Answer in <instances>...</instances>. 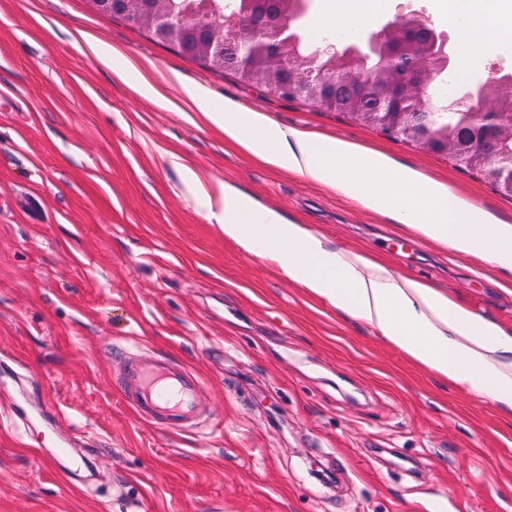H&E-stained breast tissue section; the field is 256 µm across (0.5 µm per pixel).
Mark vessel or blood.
<instances>
[{
	"label": "vessel or blood",
	"mask_w": 512,
	"mask_h": 512,
	"mask_svg": "<svg viewBox=\"0 0 512 512\" xmlns=\"http://www.w3.org/2000/svg\"><path fill=\"white\" fill-rule=\"evenodd\" d=\"M134 411L142 418L182 430L197 424L199 378L165 361L129 363L120 382Z\"/></svg>",
	"instance_id": "obj_1"
}]
</instances>
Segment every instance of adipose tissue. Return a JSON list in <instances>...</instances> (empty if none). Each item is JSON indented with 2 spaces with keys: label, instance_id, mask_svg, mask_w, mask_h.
<instances>
[{
  "label": "adipose tissue",
  "instance_id": "adipose-tissue-1",
  "mask_svg": "<svg viewBox=\"0 0 512 512\" xmlns=\"http://www.w3.org/2000/svg\"><path fill=\"white\" fill-rule=\"evenodd\" d=\"M319 29H351L373 22L385 0H322ZM503 0H442L438 16L459 37L463 68L475 56L512 48V21ZM474 20L461 21L462 10ZM184 98L201 119L243 154L294 173L361 208L412 229L449 251L473 255L512 271V225L411 166L355 142L315 137L268 121L232 104L215 108L204 86ZM206 219L226 238L276 265L291 281L325 300L418 365L512 412V336L462 309L428 284L405 277L364 253L328 245L306 225L260 206L234 186L203 185L186 171Z\"/></svg>",
  "mask_w": 512,
  "mask_h": 512
}]
</instances>
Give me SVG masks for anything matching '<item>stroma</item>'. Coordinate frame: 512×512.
Here are the masks:
<instances>
[{"mask_svg":"<svg viewBox=\"0 0 512 512\" xmlns=\"http://www.w3.org/2000/svg\"><path fill=\"white\" fill-rule=\"evenodd\" d=\"M183 83L383 151L512 224V196L446 155L205 69L89 0H0V512H512V414L242 250L167 156L511 334L512 273L241 154ZM131 358L200 378L196 427L136 414L117 386Z\"/></svg>","mask_w":512,"mask_h":512,"instance_id":"1","label":"stroma"}]
</instances>
